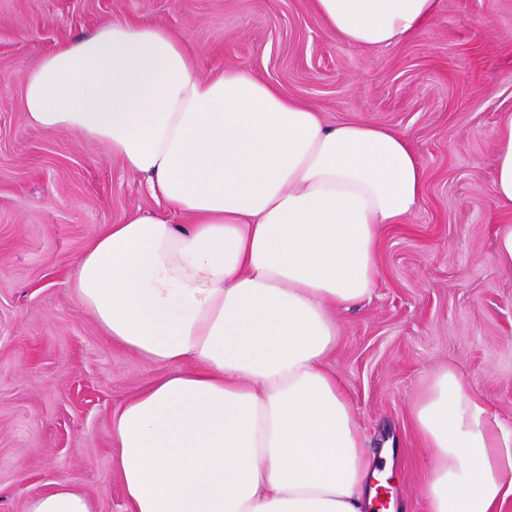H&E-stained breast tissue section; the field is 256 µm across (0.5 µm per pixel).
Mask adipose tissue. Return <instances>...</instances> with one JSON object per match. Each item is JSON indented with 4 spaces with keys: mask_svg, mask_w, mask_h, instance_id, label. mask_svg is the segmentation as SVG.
<instances>
[{
    "mask_svg": "<svg viewBox=\"0 0 512 512\" xmlns=\"http://www.w3.org/2000/svg\"><path fill=\"white\" fill-rule=\"evenodd\" d=\"M438 0H313L328 31L381 47L418 35ZM35 127L106 143L159 211L109 225L78 259L79 301L113 343L168 367L112 418L131 512H366L379 474L328 367L333 308L370 296L386 225L418 209L405 136L319 112L150 20L116 19L23 79ZM491 193L512 208V113ZM192 370H184V363ZM412 423L430 452L427 512H496L512 494V428L452 367ZM26 512H96L68 484Z\"/></svg>",
    "mask_w": 512,
    "mask_h": 512,
    "instance_id": "ef3b65f1",
    "label": "adipose tissue"
}]
</instances>
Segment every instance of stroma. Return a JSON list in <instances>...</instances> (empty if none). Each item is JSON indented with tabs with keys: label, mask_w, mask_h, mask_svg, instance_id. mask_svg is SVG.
Masks as SVG:
<instances>
[{
	"label": "stroma",
	"mask_w": 512,
	"mask_h": 512,
	"mask_svg": "<svg viewBox=\"0 0 512 512\" xmlns=\"http://www.w3.org/2000/svg\"><path fill=\"white\" fill-rule=\"evenodd\" d=\"M122 17L201 49L321 113L385 125L426 174L415 214L383 231L369 298L336 311L328 361L371 455L391 449L393 512H425L430 456L411 406L448 365L512 427V266L498 262L494 136L512 112V0H439L419 36L378 48L329 32L311 0H0V512L63 481L96 512H129L112 416L165 374L112 343L72 274L123 216L156 210L106 144L29 125L22 77L60 44Z\"/></svg>",
	"instance_id": "35a3bbf8"
}]
</instances>
